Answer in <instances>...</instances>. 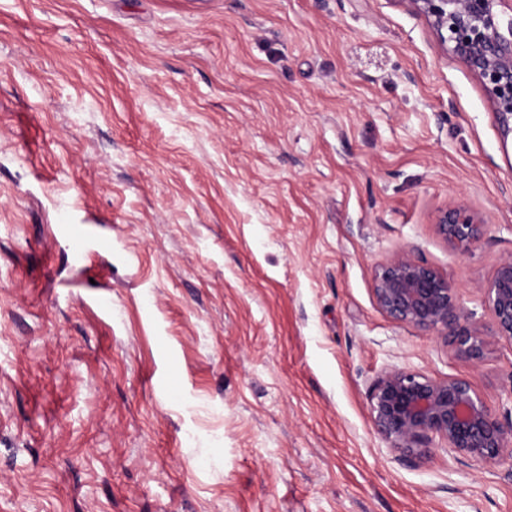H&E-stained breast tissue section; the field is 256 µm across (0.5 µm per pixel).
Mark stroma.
<instances>
[{
    "instance_id": "obj_1",
    "label": "stroma",
    "mask_w": 512,
    "mask_h": 512,
    "mask_svg": "<svg viewBox=\"0 0 512 512\" xmlns=\"http://www.w3.org/2000/svg\"><path fill=\"white\" fill-rule=\"evenodd\" d=\"M406 246L489 321L512 146L401 0H0V512H512V456L371 427L390 367L512 423V342L376 307ZM435 232L453 251H468L489 233L480 214L468 206L456 204L438 212Z\"/></svg>"
}]
</instances>
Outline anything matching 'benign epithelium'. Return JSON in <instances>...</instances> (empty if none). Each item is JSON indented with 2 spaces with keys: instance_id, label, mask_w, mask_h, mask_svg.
<instances>
[{
  "instance_id": "obj_1",
  "label": "benign epithelium",
  "mask_w": 512,
  "mask_h": 512,
  "mask_svg": "<svg viewBox=\"0 0 512 512\" xmlns=\"http://www.w3.org/2000/svg\"><path fill=\"white\" fill-rule=\"evenodd\" d=\"M423 16L439 42L478 78L503 140L512 137V0H401ZM435 232L453 251H468L489 233L480 214L456 204L435 218ZM376 307L394 321L440 336L455 355L479 363L491 338L512 341V253L482 287L485 327L459 300L448 276L424 263L416 248L397 250L373 269ZM374 432L394 454L418 460L434 444L483 466L512 455L507 427L464 379H433L386 369L369 395Z\"/></svg>"
}]
</instances>
